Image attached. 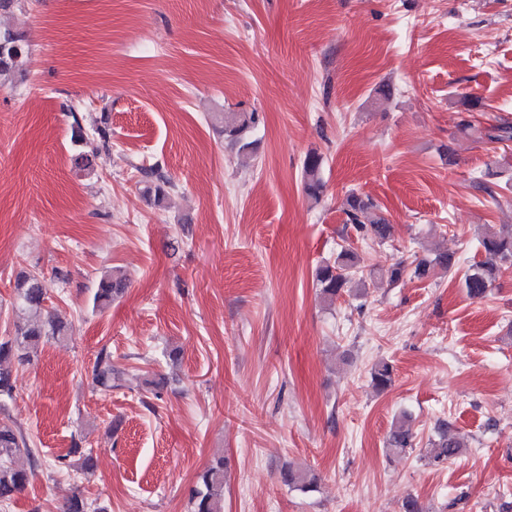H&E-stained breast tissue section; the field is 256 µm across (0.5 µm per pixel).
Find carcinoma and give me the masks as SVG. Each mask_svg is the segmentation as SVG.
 I'll use <instances>...</instances> for the list:
<instances>
[{
	"label": "carcinoma",
	"mask_w": 512,
	"mask_h": 512,
	"mask_svg": "<svg viewBox=\"0 0 512 512\" xmlns=\"http://www.w3.org/2000/svg\"><path fill=\"white\" fill-rule=\"evenodd\" d=\"M27 63L28 53L23 39L11 33L0 36V80H6L24 69ZM215 119L221 124V132L225 136L240 141L256 123L257 116L254 112H224ZM487 138L497 143L512 141V123L502 121L492 128ZM322 164V156L315 151L309 152L304 160L305 189L314 199L319 198L323 188ZM170 188L169 181L158 177L145 181L143 193L160 206L167 199ZM345 214L358 235L379 243L391 238L392 225L377 214V204L371 197L350 192L346 198ZM479 245L484 259L468 268L462 276V287L466 295L474 300L486 297L502 269L512 266V230L505 232L488 226ZM454 265L453 255L447 252L423 258L412 267L398 262L388 269V282L396 285L407 279L430 278L438 270L451 271ZM372 277L373 272L366 269L358 252L350 246L341 249L334 264L322 266L316 273L322 298L331 305L345 293L356 296L365 294ZM126 287L125 274L119 269L112 270L111 274L100 280L93 299L94 306H107L124 293ZM17 293L21 316L14 323V334L0 340V399L12 397L15 389L11 371L3 364L13 359L20 362L30 360L31 351L45 339L64 336L68 331V324L63 321L51 315L41 316L47 289L38 276H24L17 284ZM370 377L373 386L383 391L392 384L393 367L388 362L380 361L371 368ZM122 381L123 371L112 364L110 353L101 350L93 370L95 385L103 391H110L122 386ZM413 442L412 428L407 418L402 416L392 425L386 440L387 448L402 454L413 447ZM430 445L425 458L429 464L436 466L455 458L461 448L445 421L438 422ZM38 462V449L29 446L21 429L8 420L0 419V504H8L25 489ZM279 478L284 485L303 493L315 492L319 486L315 474L290 462L282 465ZM190 504L191 512H224V457H216L199 475L197 485L191 491Z\"/></svg>",
	"instance_id": "carcinoma-1"
}]
</instances>
